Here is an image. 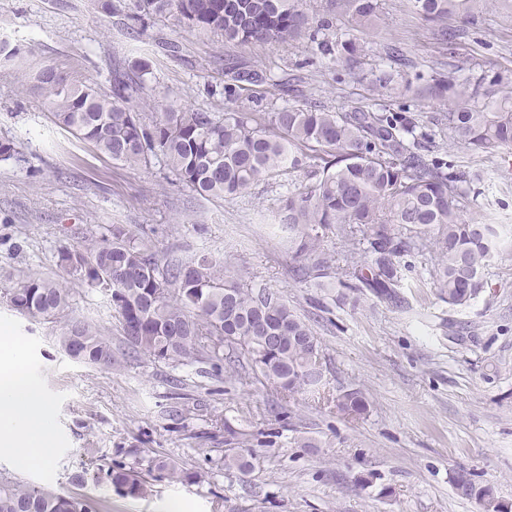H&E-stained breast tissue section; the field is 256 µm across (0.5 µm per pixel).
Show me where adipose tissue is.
Returning <instances> with one entry per match:
<instances>
[{"mask_svg":"<svg viewBox=\"0 0 512 512\" xmlns=\"http://www.w3.org/2000/svg\"><path fill=\"white\" fill-rule=\"evenodd\" d=\"M57 452L53 406L22 366L18 351L0 356V458L45 465Z\"/></svg>","mask_w":512,"mask_h":512,"instance_id":"1","label":"adipose tissue"}]
</instances>
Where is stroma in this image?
Here are the masks:
<instances>
[{"mask_svg":"<svg viewBox=\"0 0 512 512\" xmlns=\"http://www.w3.org/2000/svg\"><path fill=\"white\" fill-rule=\"evenodd\" d=\"M378 6L369 28L352 31L344 17L336 19L337 33H351L365 54L362 69L351 72L323 58L305 36L236 46L155 19L130 30L95 0H0V37L21 50L0 65V139L17 150L0 160V291L29 275L53 278L69 290L71 317L114 341L111 367L73 360L56 343L61 323L29 319L0 298V328L16 337L28 373L50 399L60 444L44 466L1 459V476L92 494L100 512H170L173 504L180 512H479L454 489L464 471L512 505V253L488 266L486 288L464 308L438 298L426 251L404 256L398 302L366 288L320 291L299 277L304 261L278 230L281 201L304 181L303 172H283L233 198H204L172 185L162 163H113L56 127L29 91L46 65L106 90L114 71L131 72L145 59L151 72L134 109L147 123L159 103L259 117L297 105L345 112L383 104L426 133L429 157L478 175L479 193L464 203V220L512 227V145L470 151L433 121L447 102L371 85L370 71L393 65L389 46L401 47L411 79L429 77L442 57L435 24L414 14L408 0ZM447 26L462 32L454 44L462 76L483 77L484 88L498 92L512 88V15L486 4L477 25L452 19ZM163 40L178 44V53L164 52ZM230 61L265 69L272 79L228 98ZM110 224L129 225L160 259L210 253L245 281L282 292L322 342L327 390H360L366 412L346 418L299 395L278 423L269 413L280 399L273 386L203 377L196 367L124 349L108 297L57 264L61 246L86 244ZM217 415L246 433L256 455L249 473L222 467L224 432L201 439ZM261 432L271 433L272 445L258 443ZM303 438L311 447H299ZM103 457L137 468L163 457L184 475L151 483L139 498L107 483H74Z\"/></svg>","mask_w":512,"mask_h":512,"instance_id":"1","label":"stroma"}]
</instances>
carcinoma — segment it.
Masks as SVG:
<instances>
[{"mask_svg":"<svg viewBox=\"0 0 512 512\" xmlns=\"http://www.w3.org/2000/svg\"><path fill=\"white\" fill-rule=\"evenodd\" d=\"M423 20L455 16L475 21L480 0H410ZM101 11L127 22L149 18L172 21L199 34H217L243 46L286 42L308 33L330 60L348 70L358 63V47L350 40L330 39V18L314 19L296 0H99ZM352 24L372 25L377 0H332ZM138 77L117 71L112 90L101 91L90 79L76 80L47 66L35 73L31 89L40 93L52 123L92 145L107 158L129 167L160 158L175 182L202 197L232 198L284 169L307 171L308 181L288 191L279 211L282 232L296 255L319 271V288L328 260L321 249L336 227L352 241L358 228L368 230L369 275L336 268L340 286H363L395 301L402 280L400 258L428 247L424 236L436 233L433 284L440 299L463 307L485 288L484 270L512 246V230L497 224H470L461 205L473 180L450 161L420 153L411 120L386 109L355 108L329 112L290 107L268 113V126L250 112L183 110L162 112L153 124L140 122L130 103L144 89L150 73L146 60L134 62ZM458 66L435 72L422 83L388 70L371 73V82L389 89L399 82L417 98L448 99L444 120L453 139L473 151L512 145V95L498 98L458 76ZM224 91L232 98L243 85L259 86L270 77L260 68L228 63ZM58 263L64 270L78 264L72 278L109 298L120 318L123 341L153 360L187 365L207 363L214 373L236 374L240 383L261 376L284 399L319 394L325 387L321 341L312 327L288 306L281 292L263 284H246L224 274V260L210 253L189 261L161 262L152 247L124 224L90 246H63ZM354 277L360 284L349 283ZM10 306L34 320H65L58 337L70 358L98 367L112 366V342L101 330L68 318L69 290L58 281L27 277L3 292ZM280 337L271 347L267 337ZM327 403L351 418L363 415L367 403L356 389ZM146 472L159 480L181 473L176 463L150 460ZM103 480L127 497H142L148 481L121 462L97 468ZM456 491L474 500L480 512H512L489 485H477L466 474L454 478ZM0 512H98L89 496H67L54 489L0 477Z\"/></svg>","mask_w":512,"mask_h":512,"instance_id":"carcinoma-1","label":"carcinoma"}]
</instances>
